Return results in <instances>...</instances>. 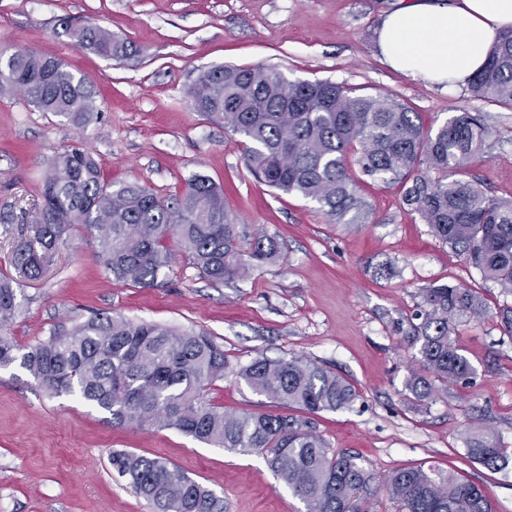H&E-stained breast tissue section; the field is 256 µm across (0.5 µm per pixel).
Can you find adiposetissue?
Segmentation results:
<instances>
[{"label":"adipose tissue","instance_id":"1","mask_svg":"<svg viewBox=\"0 0 512 512\" xmlns=\"http://www.w3.org/2000/svg\"><path fill=\"white\" fill-rule=\"evenodd\" d=\"M512 28V0H406L383 17V60L415 80L448 89L466 85Z\"/></svg>","mask_w":512,"mask_h":512}]
</instances>
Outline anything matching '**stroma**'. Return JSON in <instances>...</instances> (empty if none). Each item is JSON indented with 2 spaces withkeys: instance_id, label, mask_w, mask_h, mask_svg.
I'll return each mask as SVG.
<instances>
[{
  "instance_id": "stroma-1",
  "label": "stroma",
  "mask_w": 512,
  "mask_h": 512,
  "mask_svg": "<svg viewBox=\"0 0 512 512\" xmlns=\"http://www.w3.org/2000/svg\"><path fill=\"white\" fill-rule=\"evenodd\" d=\"M398 2L0 0V54L28 49L62 59L96 87V116L82 129L19 94H0V213L12 217L0 223V273L17 276L12 254L39 216L43 179L55 156L76 143L87 146L105 182H136L163 198L180 194L191 175L207 176L223 186L248 235L274 233L281 244L276 262L218 285L177 247L157 286L140 288L113 280L92 237L78 229L39 279L17 277L20 313L6 334L25 349L97 313L205 333L231 368L207 397L231 413L272 407L235 375L255 357L315 361L357 393L349 408L313 418L332 453L358 456L379 477L406 467L449 472L482 487L496 512H512V465L486 468L465 444L490 431L512 455V332L499 317L512 308V293L436 239L404 205L399 186L364 176L358 165L350 174L372 217L354 228L259 183L238 135L195 112L186 95L208 69L262 65L292 80L398 95L433 129L471 112L493 135L466 176L488 195L512 198V106L390 69L374 31ZM65 20L109 30L127 42L130 57L118 62L74 45L62 34ZM447 283L476 291L488 307L485 318L452 334L475 373L468 384L436 386L418 401L406 383L418 368L419 291ZM125 450L166 458L223 496L226 512H305L265 454L203 444L170 428L116 427L77 394L52 395L19 365L0 368V512H153L109 463L110 453Z\"/></svg>"
}]
</instances>
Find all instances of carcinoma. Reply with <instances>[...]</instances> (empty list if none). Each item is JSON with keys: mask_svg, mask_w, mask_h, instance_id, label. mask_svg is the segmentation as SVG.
<instances>
[{"mask_svg": "<svg viewBox=\"0 0 512 512\" xmlns=\"http://www.w3.org/2000/svg\"><path fill=\"white\" fill-rule=\"evenodd\" d=\"M63 32L108 59L126 48L92 24ZM15 88L41 112L85 127L95 114V83L76 76L60 59L18 50L0 56V90ZM472 97L512 105V30L491 48L487 65L469 82ZM187 96L197 112L224 122L242 137L246 168L257 180L319 205L332 224H364L371 210L349 173L355 160L364 175L403 188V201L430 232L466 254L485 278L512 292V198L487 195L464 178L467 164L484 152L492 129L461 112L436 130L394 96L356 95L329 80H290L272 67L225 65L203 72ZM44 205L34 224L37 245L24 241L11 263L39 278L59 245L76 227L97 242L112 278L154 287L168 268L174 241L201 277L233 283L254 266L279 258L276 237L252 239L240 231L224 191L193 175L172 201L136 182L112 187L89 150L73 145L44 178ZM423 310L414 328L418 366L408 390L418 401L433 382L466 383L474 368L453 343L457 324L487 314L481 297L448 284L420 289ZM15 281L0 275V332L17 316ZM19 364L54 394L76 392L125 427L160 425L197 441L249 453L268 452L276 477L306 512H374L386 493L398 512H494L486 493L450 473L438 480L420 468L399 469L379 484L358 457L333 454L312 431L310 416L349 407L351 384L301 357L258 356L237 375L279 412L228 413L206 397L228 369L224 350L210 337L123 317L95 316L56 332L26 351L0 335V368ZM468 456L490 469L509 463L494 434L479 436ZM110 464L153 512H224V498L161 456L112 453Z\"/></svg>", "mask_w": 512, "mask_h": 512, "instance_id": "1", "label": "carcinoma"}]
</instances>
